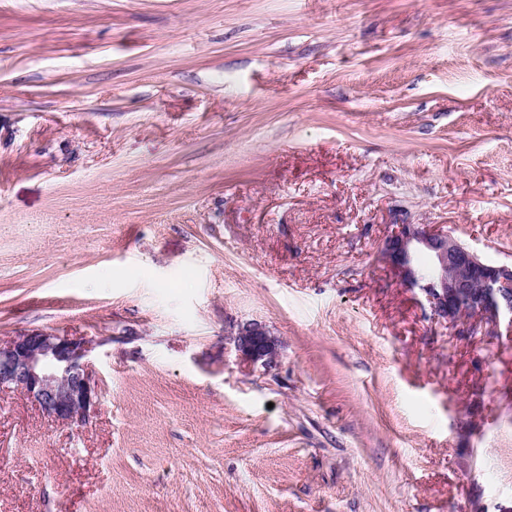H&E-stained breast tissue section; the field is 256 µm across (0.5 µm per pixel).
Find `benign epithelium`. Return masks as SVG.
<instances>
[{"label": "benign epithelium", "instance_id": "1", "mask_svg": "<svg viewBox=\"0 0 512 512\" xmlns=\"http://www.w3.org/2000/svg\"><path fill=\"white\" fill-rule=\"evenodd\" d=\"M425 252L431 263H416ZM379 254L402 283L419 289L431 317L460 336H498L512 331V265L485 262L451 235L425 224H397L381 242ZM241 363L269 369L278 362L282 342L266 325L245 322L230 329ZM97 342L35 329L0 340V392L16 390L51 420L82 427L96 413L99 392L90 376Z\"/></svg>", "mask_w": 512, "mask_h": 512}]
</instances>
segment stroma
I'll use <instances>...</instances> for the list:
<instances>
[{
	"instance_id": "stroma-1",
	"label": "stroma",
	"mask_w": 512,
	"mask_h": 512,
	"mask_svg": "<svg viewBox=\"0 0 512 512\" xmlns=\"http://www.w3.org/2000/svg\"><path fill=\"white\" fill-rule=\"evenodd\" d=\"M401 222L512 263V0H0V338L100 394L0 393V512H512V336L431 320ZM227 335L240 363L248 367L269 369L280 358L282 342L265 324L251 321L240 323L233 326ZM96 346L43 329L0 339V393L19 391L52 421L85 426L100 405L89 372Z\"/></svg>"
}]
</instances>
